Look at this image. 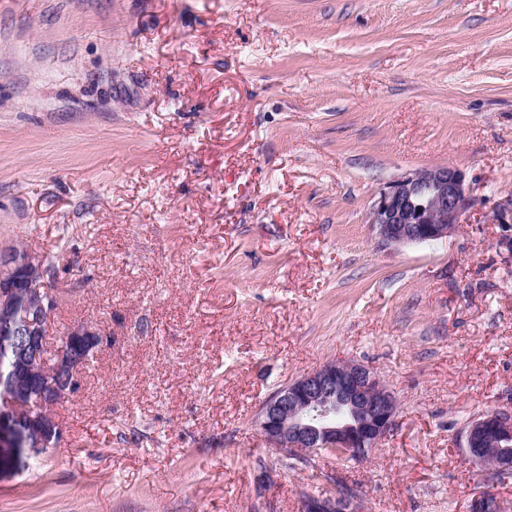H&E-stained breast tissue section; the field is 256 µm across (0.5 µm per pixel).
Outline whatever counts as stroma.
Returning a JSON list of instances; mask_svg holds the SVG:
<instances>
[{
	"mask_svg": "<svg viewBox=\"0 0 512 512\" xmlns=\"http://www.w3.org/2000/svg\"><path fill=\"white\" fill-rule=\"evenodd\" d=\"M448 164L463 224L382 243L379 191ZM510 192L512 0H0V251L53 263L49 349L107 336L0 512L512 507L461 453L512 404ZM344 359L395 430L360 461L279 457L260 407ZM490 219L493 224H501L509 228L505 232L510 231V233L501 235L497 246L502 255H507L505 258L512 259V193H508L496 204ZM363 500L352 492L334 495H303L301 512H365Z\"/></svg>",
	"mask_w": 512,
	"mask_h": 512,
	"instance_id": "obj_1",
	"label": "stroma"
}]
</instances>
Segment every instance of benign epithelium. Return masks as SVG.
Returning <instances> with one entry per match:
<instances>
[{
    "label": "benign epithelium",
    "mask_w": 512,
    "mask_h": 512,
    "mask_svg": "<svg viewBox=\"0 0 512 512\" xmlns=\"http://www.w3.org/2000/svg\"><path fill=\"white\" fill-rule=\"evenodd\" d=\"M474 204L462 169L445 165L390 182L375 201L370 223L380 240L398 247L443 239L463 223ZM491 223L509 228L497 246L512 259V193L493 209ZM42 260L26 249L0 253V351L12 364L11 380L0 381V470L24 454L55 446L62 429L49 408L76 392L80 374L106 335L88 325L71 328L47 363L46 333L55 298L38 279ZM397 403L381 375L369 366L332 361L278 389L260 407L255 426L284 456L329 453L360 460L397 424ZM512 409L472 418L463 431L465 460L501 476L512 474ZM500 497H476L470 512H495ZM301 512H365L352 492L309 495Z\"/></svg>",
    "instance_id": "benign-epithelium-1"
}]
</instances>
